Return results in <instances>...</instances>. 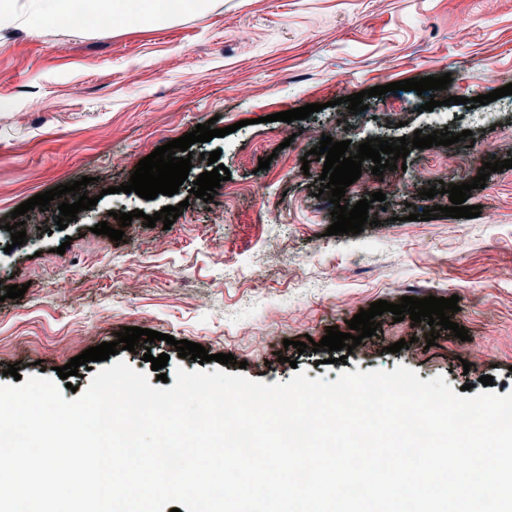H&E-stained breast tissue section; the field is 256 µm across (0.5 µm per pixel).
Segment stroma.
Returning a JSON list of instances; mask_svg holds the SVG:
<instances>
[{"instance_id":"stroma-1","label":"stroma","mask_w":512,"mask_h":512,"mask_svg":"<svg viewBox=\"0 0 512 512\" xmlns=\"http://www.w3.org/2000/svg\"><path fill=\"white\" fill-rule=\"evenodd\" d=\"M450 74L436 94L389 92L351 114L342 97L409 78ZM512 83V0H210L171 21L144 20L39 33L0 25V384L18 364L21 376L54 377L88 347L141 327L232 354L236 365L179 357L164 340L120 351L140 372L145 353L168 354L175 367L223 369L267 384L295 371L333 382L344 371L404 365L420 380L444 377L453 390L483 376L493 392H512V168L470 192L475 218L409 220L422 212L420 191L443 170L455 183L483 163L512 154V95L485 105L472 97ZM462 97L445 105L448 96ZM437 99L433 111L421 102ZM311 103L305 120L271 114ZM400 126H388V113ZM216 120L229 135L191 145L220 151L231 178L213 201L191 196L198 170L178 194L146 200L119 192L136 165L158 146ZM345 124L352 145L415 130L472 131L465 142L411 149L406 167L385 186L387 223L357 235H327L332 205L319 195L323 169L312 131ZM270 158L267 169L258 161ZM90 177L98 203L67 228L56 208L28 211L26 244L12 246L5 226L18 205L57 185ZM184 210L171 226H130L110 212ZM109 221L123 240L92 233ZM64 254H57V247ZM26 285L23 298L5 295ZM458 296L450 319L467 329L461 341L430 326L384 313L373 336L346 362L327 350L298 352L304 336L321 340L370 304L401 297ZM408 339L409 347L389 346ZM291 347H284V340ZM287 362H279L278 353Z\"/></svg>"}]
</instances>
